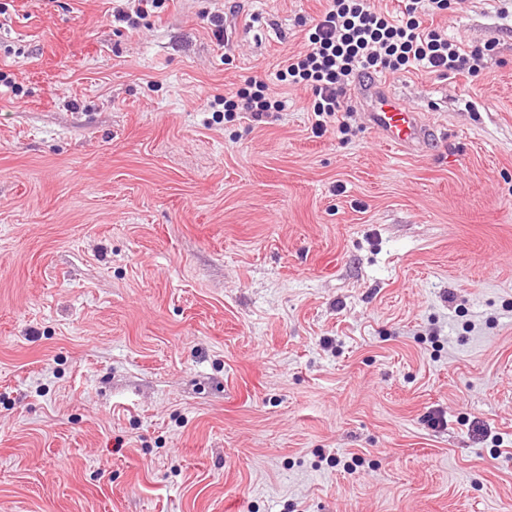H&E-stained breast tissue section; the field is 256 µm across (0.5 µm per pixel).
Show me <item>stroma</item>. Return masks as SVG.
Here are the masks:
<instances>
[{
	"instance_id": "stroma-1",
	"label": "stroma",
	"mask_w": 512,
	"mask_h": 512,
	"mask_svg": "<svg viewBox=\"0 0 512 512\" xmlns=\"http://www.w3.org/2000/svg\"><path fill=\"white\" fill-rule=\"evenodd\" d=\"M113 5L0 0V512H512L498 0L434 18L477 75L388 77L415 154L277 80L325 0ZM166 0H116V2H127V7H113L112 17L126 24L130 29H136L140 20L145 19L154 9L163 6ZM224 116L232 117L234 112H245L252 122L262 124L266 122L270 112H281L286 108L287 100H272L268 94L267 84L256 78L246 81L245 86L224 95Z\"/></svg>"
}]
</instances>
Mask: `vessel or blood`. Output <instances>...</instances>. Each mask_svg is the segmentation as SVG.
<instances>
[{
  "label": "vessel or blood",
  "mask_w": 512,
  "mask_h": 512,
  "mask_svg": "<svg viewBox=\"0 0 512 512\" xmlns=\"http://www.w3.org/2000/svg\"><path fill=\"white\" fill-rule=\"evenodd\" d=\"M356 95L366 105L365 121L380 131L387 144L398 151L423 150L436 143L438 135L419 112L393 96L377 75L358 77Z\"/></svg>",
  "instance_id": "b4317fda"
}]
</instances>
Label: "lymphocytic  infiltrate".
Returning <instances> with one entry per match:
<instances>
[{
	"label": "lymphocytic infiltrate",
	"mask_w": 512,
	"mask_h": 512,
	"mask_svg": "<svg viewBox=\"0 0 512 512\" xmlns=\"http://www.w3.org/2000/svg\"><path fill=\"white\" fill-rule=\"evenodd\" d=\"M396 14L379 11L371 0H326L311 28L304 52L288 56L277 73L279 81L310 90L316 116L315 136L337 120L351 78L365 71L395 74L423 69L447 78L474 74L484 51L451 40L442 27H424L422 13L444 10L448 0H402ZM226 114L242 112L261 124L270 113L286 108L274 100L264 81L252 78L223 99Z\"/></svg>",
	"instance_id": "f902f5d3"
}]
</instances>
